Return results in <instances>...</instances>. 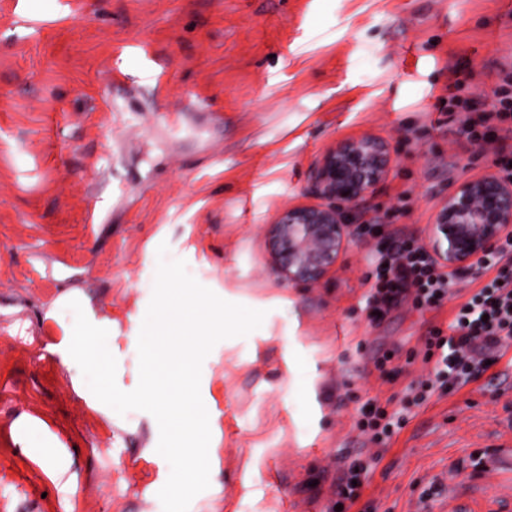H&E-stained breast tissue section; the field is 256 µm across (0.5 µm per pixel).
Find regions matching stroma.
Masks as SVG:
<instances>
[{"mask_svg":"<svg viewBox=\"0 0 512 512\" xmlns=\"http://www.w3.org/2000/svg\"><path fill=\"white\" fill-rule=\"evenodd\" d=\"M508 75L512 0H0V512H163L156 419L117 414L64 364L76 299L136 388L163 242L265 313L202 364L210 486L189 512H329L348 460L376 452L342 512H512V469L491 467L512 454V347L431 393L434 362L406 357L473 272L439 311L381 319L363 281L393 231L427 240L454 185L512 154L499 120L478 147L442 108L482 110ZM363 135L393 155L354 215L378 234L318 283L282 282L269 224L321 204L323 154ZM374 401L408 418L381 450L356 426Z\"/></svg>","mask_w":512,"mask_h":512,"instance_id":"35a3bbf8","label":"stroma"}]
</instances>
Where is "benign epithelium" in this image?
Segmentation results:
<instances>
[{"instance_id":"1","label":"benign epithelium","mask_w":512,"mask_h":512,"mask_svg":"<svg viewBox=\"0 0 512 512\" xmlns=\"http://www.w3.org/2000/svg\"><path fill=\"white\" fill-rule=\"evenodd\" d=\"M388 146L371 136L336 143L322 157L313 183L329 204L283 210L269 225L275 269L290 285L319 281L356 239L357 204L386 177ZM512 237V180L497 174L457 183L437 210L426 248L450 271L473 270Z\"/></svg>"}]
</instances>
